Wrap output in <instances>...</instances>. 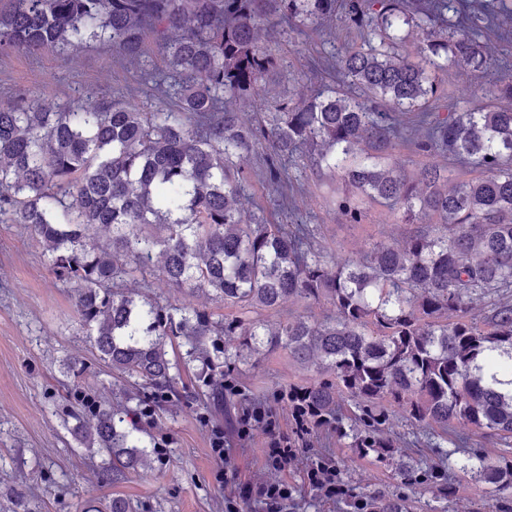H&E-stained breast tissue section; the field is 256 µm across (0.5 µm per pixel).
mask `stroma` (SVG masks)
I'll return each mask as SVG.
<instances>
[{
	"instance_id": "stroma-1",
	"label": "stroma",
	"mask_w": 512,
	"mask_h": 512,
	"mask_svg": "<svg viewBox=\"0 0 512 512\" xmlns=\"http://www.w3.org/2000/svg\"><path fill=\"white\" fill-rule=\"evenodd\" d=\"M486 41L504 59V66L485 73L449 68L439 76L432 111L462 112L486 104L493 101L499 85L512 78V42L503 43L493 34ZM146 43L144 56L133 63L98 43L63 54L0 53V107L26 96L54 109L96 94L151 111L153 91L138 84L137 77L144 70L165 69L166 63L154 38ZM361 45L357 32L337 18L302 32L278 28L275 68L257 93L237 100L236 109L251 119L275 102L309 95L331 80L324 60ZM264 154V147L255 146L242 162L256 215L271 224L315 225L314 246L324 254L355 259L372 243L400 246L435 223L431 217L420 224L405 223L400 213L378 203L366 207L362 223H344L330 202L340 184L338 176L317 171L308 160L296 157L288 166L305 192L295 208L277 205L264 186ZM132 286L147 288L164 304L203 309L227 321L258 320L272 328L297 316L321 322L336 314L328 302L293 299L274 309L244 310L214 301L197 289L170 287L155 273ZM206 349V359L190 361L183 340H176L169 356L180 362V394L153 406L140 419L151 469L118 483L105 481L96 461L64 428L61 395L78 383L100 401L117 405L125 402L133 386L95 356L69 289L56 281L44 262L41 243L22 225L0 223V512H102L115 496L128 499L136 512H227L231 505L236 512H266L244 492L277 480L295 488L296 512H342L341 503L322 500L307 483L308 469L323 457L335 459L341 480L358 496L399 498L405 500L408 512H488L492 505L490 486L467 477L452 499L432 493L425 485L403 484L398 475L402 462L427 468L437 462L438 451L421 442L416 425L401 418L384 431L402 450L395 459L359 456L349 439L320 428L300 439L297 458L288 470L269 469L266 433L257 428L240 437L239 418L245 409L261 405L271 410L283 433L293 434L292 414L277 394L308 386L316 370L298 366L282 349L252 350L243 337L232 334L208 337ZM227 373L235 379L237 393L215 395V384ZM217 429L224 433L229 455L225 463L211 454Z\"/></svg>"
}]
</instances>
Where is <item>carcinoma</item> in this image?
<instances>
[{"label":"carcinoma","instance_id":"1","mask_svg":"<svg viewBox=\"0 0 512 512\" xmlns=\"http://www.w3.org/2000/svg\"><path fill=\"white\" fill-rule=\"evenodd\" d=\"M498 2L9 0L0 9V51L108 43L135 61L151 34L167 72L143 75L159 93L151 112L104 96L55 112L27 98L1 108L0 223L23 224L43 244L100 360L141 381L150 401L178 393L168 357L174 338L202 355L207 337L234 332L329 374L297 396L338 433L349 398L360 411L359 455L398 453L382 437L393 416L420 427L434 447L453 446L442 453L448 469H402L404 481L452 498L459 471L512 490V456L488 462L470 452L451 462L468 443L454 434L458 424L512 447V80L500 86L499 104L424 111L438 71L499 65L483 41ZM338 10L363 42L338 59L345 88L325 85L258 123L223 107L256 91L274 66L265 45L274 26L316 24ZM413 27L424 37L412 59L404 48ZM399 141L480 176L450 185L434 166L410 180L386 162ZM258 144L266 148L269 191L283 200L292 188L288 159L303 154L340 178L332 204L345 223H361L364 203L378 202L440 224L402 247L375 244L360 259L327 258L314 249L309 225L246 217L239 160ZM152 224L159 235L142 231ZM101 228L110 235L105 245L92 242ZM156 250L158 271L175 288L191 285L243 309L327 300L336 316L299 317L273 332L124 288ZM72 400L70 432L100 458L104 479L118 483L150 466L130 421L137 408H114L79 387Z\"/></svg>","mask_w":512,"mask_h":512}]
</instances>
